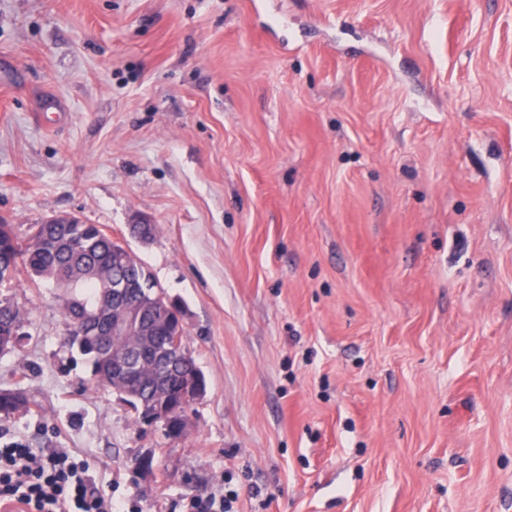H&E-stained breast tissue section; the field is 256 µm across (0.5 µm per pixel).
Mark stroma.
Masks as SVG:
<instances>
[{"label":"stroma","mask_w":512,"mask_h":512,"mask_svg":"<svg viewBox=\"0 0 512 512\" xmlns=\"http://www.w3.org/2000/svg\"><path fill=\"white\" fill-rule=\"evenodd\" d=\"M59 213L179 301L206 390L146 427L22 276L0 447L118 512H512V0H0V217ZM29 401L24 391L20 389L0 391V415L5 418L10 417L19 411L20 408L27 407ZM235 498L232 494H222L219 497L211 496L207 498H193L181 505V512H234L233 503Z\"/></svg>","instance_id":"obj_1"}]
</instances>
